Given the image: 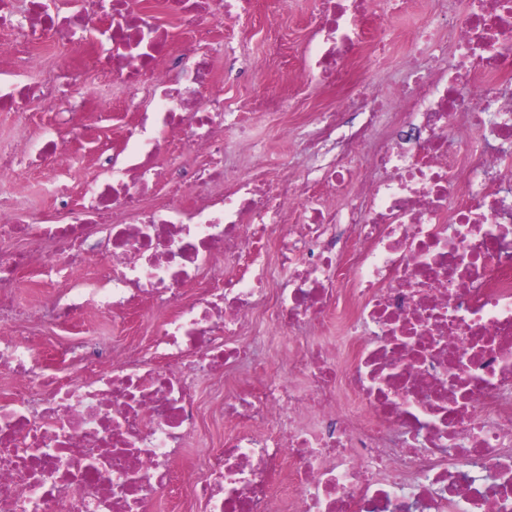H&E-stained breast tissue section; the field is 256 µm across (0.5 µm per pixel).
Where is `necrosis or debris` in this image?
Wrapping results in <instances>:
<instances>
[{
	"label": "necrosis or debris",
	"instance_id": "4bbe7bcc",
	"mask_svg": "<svg viewBox=\"0 0 512 512\" xmlns=\"http://www.w3.org/2000/svg\"><path fill=\"white\" fill-rule=\"evenodd\" d=\"M146 2L0 0V112L77 106L0 139V240L19 243L0 252V512H152L189 444L205 512H512V0H432L407 34L414 82L389 97L353 70L385 66L387 14L315 0L294 79L337 103L266 114L311 160L299 177L224 107L214 31L253 0ZM442 39L449 60L421 53ZM116 85L137 116L119 147L85 124ZM230 131L266 177L225 166ZM26 169L50 171L56 212L21 211ZM95 261L97 279L76 275ZM28 274L49 286L34 303ZM130 305L148 348L85 326ZM265 322L287 378L255 352ZM45 324L76 330L54 356L78 374L38 358ZM233 368L212 448L193 378Z\"/></svg>",
	"mask_w": 512,
	"mask_h": 512
}]
</instances>
